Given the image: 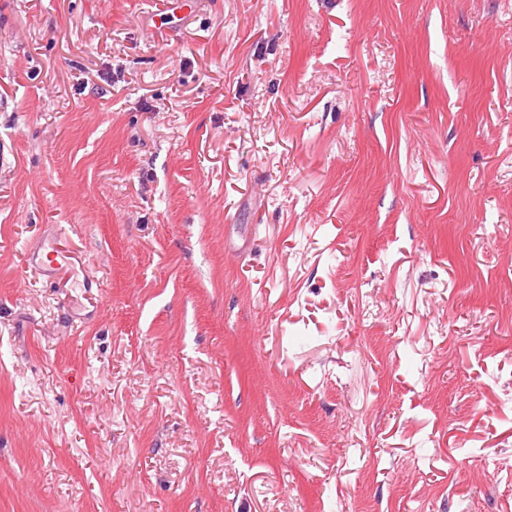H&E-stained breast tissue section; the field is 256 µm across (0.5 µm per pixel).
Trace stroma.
<instances>
[{
    "instance_id": "obj_1",
    "label": "stroma",
    "mask_w": 512,
    "mask_h": 512,
    "mask_svg": "<svg viewBox=\"0 0 512 512\" xmlns=\"http://www.w3.org/2000/svg\"><path fill=\"white\" fill-rule=\"evenodd\" d=\"M175 2L0 0V512H512V0Z\"/></svg>"
}]
</instances>
